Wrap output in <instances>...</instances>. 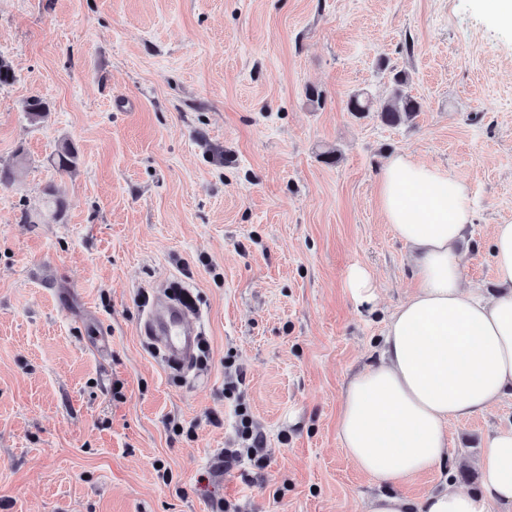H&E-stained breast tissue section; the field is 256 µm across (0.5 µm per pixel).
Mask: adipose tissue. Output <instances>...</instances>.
I'll list each match as a JSON object with an SVG mask.
<instances>
[{
	"label": "adipose tissue",
	"mask_w": 512,
	"mask_h": 512,
	"mask_svg": "<svg viewBox=\"0 0 512 512\" xmlns=\"http://www.w3.org/2000/svg\"><path fill=\"white\" fill-rule=\"evenodd\" d=\"M380 208L413 252L416 286L391 315L378 362L349 381L338 431L347 457L393 487L443 463L451 422L512 392V224L492 227L502 291L484 299L461 287L459 244L473 222L462 181L395 154L383 165ZM477 466L481 493L450 482L414 500L391 489L366 499L363 512L512 508V426L495 432Z\"/></svg>",
	"instance_id": "obj_1"
}]
</instances>
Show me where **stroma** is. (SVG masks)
I'll use <instances>...</instances> for the list:
<instances>
[{
  "instance_id": "obj_1",
  "label": "stroma",
  "mask_w": 512,
  "mask_h": 512,
  "mask_svg": "<svg viewBox=\"0 0 512 512\" xmlns=\"http://www.w3.org/2000/svg\"><path fill=\"white\" fill-rule=\"evenodd\" d=\"M0 57L16 76L0 87L15 167L0 186V512H363L381 486L344 453L338 416L413 286L380 211L385 158L467 185L462 283L499 292L512 27L491 0H0ZM398 72L415 118L348 111L358 90L387 100ZM65 142L68 173L51 162ZM49 184L63 221L43 209ZM356 265L371 302L346 288ZM172 281L201 307L204 360L185 377L139 333L144 297ZM240 405L267 465L226 472ZM509 425L511 396L455 423L446 463L397 493L447 478L480 492L475 461ZM347 288L358 302L370 301L375 290L372 273L363 266H353L348 273Z\"/></svg>"
}]
</instances>
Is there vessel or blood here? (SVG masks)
<instances>
[{"label": "vessel or blood", "mask_w": 512, "mask_h": 512, "mask_svg": "<svg viewBox=\"0 0 512 512\" xmlns=\"http://www.w3.org/2000/svg\"><path fill=\"white\" fill-rule=\"evenodd\" d=\"M195 299L190 290H183L175 303H151L146 310L144 328L167 349L172 360L190 356L198 335L194 326Z\"/></svg>", "instance_id": "b4317fda"}]
</instances>
